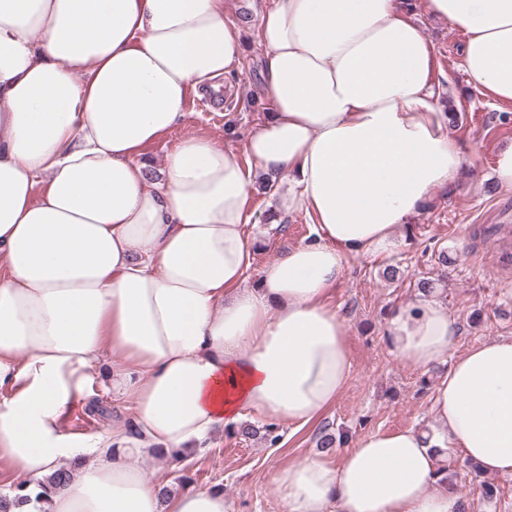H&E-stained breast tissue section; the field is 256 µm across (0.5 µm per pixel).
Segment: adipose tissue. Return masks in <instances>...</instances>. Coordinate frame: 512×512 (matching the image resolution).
<instances>
[{
	"mask_svg": "<svg viewBox=\"0 0 512 512\" xmlns=\"http://www.w3.org/2000/svg\"><path fill=\"white\" fill-rule=\"evenodd\" d=\"M424 4L464 35L473 87L512 103V0ZM258 36L270 110L243 151L184 136L153 182L143 148L241 63L224 0H0V472L32 495L19 512H230L209 487L163 496L129 449L318 419L352 369L329 295L464 170L434 47L402 0H273ZM260 174L288 180L279 208L309 215L313 237L248 288ZM457 335L437 301L391 309L398 357L449 365L437 432L371 433L339 462L288 465L285 512H462L442 477L452 448L512 475V336L452 360ZM95 385L129 400L127 421L66 430ZM61 468L68 483L42 494Z\"/></svg>",
	"mask_w": 512,
	"mask_h": 512,
	"instance_id": "adipose-tissue-1",
	"label": "adipose tissue"
}]
</instances>
